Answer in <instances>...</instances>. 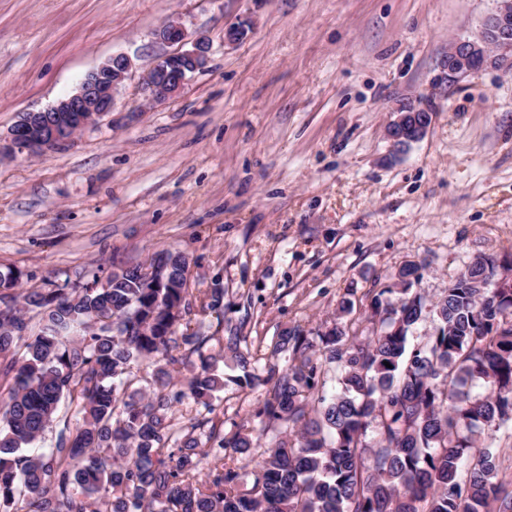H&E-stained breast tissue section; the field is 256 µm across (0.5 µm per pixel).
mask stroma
I'll use <instances>...</instances> for the list:
<instances>
[{"label": "stroma", "mask_w": 512, "mask_h": 512, "mask_svg": "<svg viewBox=\"0 0 512 512\" xmlns=\"http://www.w3.org/2000/svg\"><path fill=\"white\" fill-rule=\"evenodd\" d=\"M496 0H0V134L21 113L74 94L112 55L132 68L113 112L66 146L0 156V271L18 290L61 288L148 265L190 262L189 332L238 328L269 361L289 327H332L344 296L359 334L372 295L405 262L435 301L478 256L512 255V72L443 83L451 42L476 37ZM179 19L209 64L176 97L149 104V70ZM249 22L242 41L224 29ZM431 112L393 153L401 102ZM215 403L225 434L258 426L263 386L225 359Z\"/></svg>", "instance_id": "35a3bbf8"}]
</instances>
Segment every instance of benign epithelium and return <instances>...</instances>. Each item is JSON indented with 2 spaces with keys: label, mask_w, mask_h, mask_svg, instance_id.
I'll return each mask as SVG.
<instances>
[{
  "label": "benign epithelium",
  "mask_w": 512,
  "mask_h": 512,
  "mask_svg": "<svg viewBox=\"0 0 512 512\" xmlns=\"http://www.w3.org/2000/svg\"><path fill=\"white\" fill-rule=\"evenodd\" d=\"M248 31L246 22H234L224 29V42L236 43ZM156 39L177 44V51L159 58L150 70L145 91L152 104H162L175 96L190 79L206 69L208 43L190 39L183 25L170 20L155 31ZM490 65L512 70V0H497L496 9L487 16L476 39H457L448 46L442 64L441 79L454 80ZM130 59L124 54L111 58L89 72L76 93L38 111H30L22 124L12 126L9 136L0 142V154H31L55 150L69 143L93 121L113 111L115 94L127 78ZM420 107L412 102L400 105L396 118L386 128L394 152L404 140L421 139L430 127V117L416 120Z\"/></svg>",
  "instance_id": "benign-epithelium-1"
}]
</instances>
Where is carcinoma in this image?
Returning a JSON list of instances; mask_svg holds the SVG:
<instances>
[{
  "mask_svg": "<svg viewBox=\"0 0 512 512\" xmlns=\"http://www.w3.org/2000/svg\"><path fill=\"white\" fill-rule=\"evenodd\" d=\"M509 277L483 255L436 301L394 303L386 288L367 305L366 341L343 321L314 337L285 329L273 353L286 365L262 376L235 328L208 356L211 337L177 334L193 296L180 251L103 284L95 274L21 294L19 276L0 272V512H512L505 459L477 440L481 424L512 426V288L494 287ZM420 278L416 263L394 274L404 292ZM428 313L434 334L408 349ZM228 353L239 386L266 388L257 417L273 447L244 427L226 436L212 418L174 430L184 397L214 411ZM143 361L150 395L130 379ZM324 362L340 369L331 395ZM479 380L487 393L472 392ZM60 422L52 447L29 451ZM245 456L260 458L247 490Z\"/></svg>",
  "mask_w": 512,
  "mask_h": 512,
  "instance_id": "obj_1",
  "label": "carcinoma"
}]
</instances>
